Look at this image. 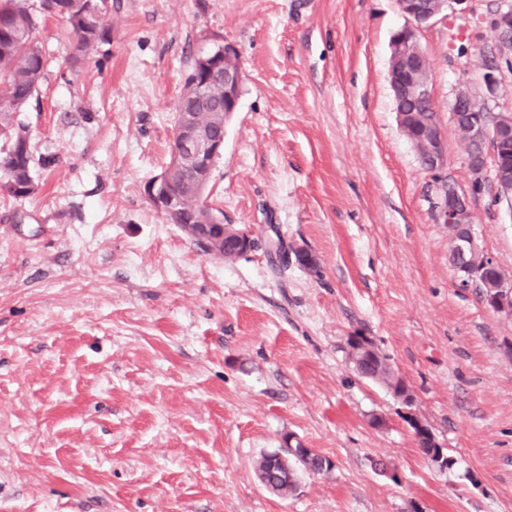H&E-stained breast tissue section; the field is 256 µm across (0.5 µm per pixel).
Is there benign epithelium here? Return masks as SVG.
Listing matches in <instances>:
<instances>
[{
  "instance_id": "7a95c632",
  "label": "benign epithelium",
  "mask_w": 512,
  "mask_h": 512,
  "mask_svg": "<svg viewBox=\"0 0 512 512\" xmlns=\"http://www.w3.org/2000/svg\"><path fill=\"white\" fill-rule=\"evenodd\" d=\"M465 0H430L422 7L420 0H396L404 24L389 43L391 57L400 66H389V85L402 84L414 101L432 103V92L427 78L428 59L423 50L409 51L406 43L419 40L422 29L445 15L453 4ZM495 28L499 33L500 47L512 49V6L497 14ZM242 84L241 69L224 71V111L232 116L237 111ZM403 132L418 153L422 167L438 175L448 167L439 116L426 121L418 135L406 127L413 113L403 109L397 112ZM450 116L455 125H464L468 142L465 165L469 187L459 190L448 183L444 185L443 202L438 219L448 225L450 251L454 270L466 282H474L483 290L486 306L493 312L512 318V277L506 275L492 256L478 244L473 228L472 199L481 194L487 182H492L493 202L505 204L512 214V159L501 150L512 143V113H493L485 100H478L465 84H460L450 105ZM224 152V140L211 137L200 126L193 112L178 113L174 149L170 162L155 176L147 187L152 205L168 221L179 214V200L174 192L175 183L186 169L209 170ZM237 244L236 256L241 257L255 248V239L249 231L225 226Z\"/></svg>"
}]
</instances>
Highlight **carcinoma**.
<instances>
[{
    "instance_id": "cac0c4a2",
    "label": "carcinoma",
    "mask_w": 512,
    "mask_h": 512,
    "mask_svg": "<svg viewBox=\"0 0 512 512\" xmlns=\"http://www.w3.org/2000/svg\"><path fill=\"white\" fill-rule=\"evenodd\" d=\"M107 8L106 0H0V134L8 139V149L0 157V191L14 198H26L38 191L32 170L34 155L26 131L15 125L14 113L29 105L42 82L49 57L35 38L39 26L50 17H61L73 37L71 61L78 65L109 42L110 29L101 26L99 13ZM224 62L220 51L205 59H197L185 79L178 111L198 112L201 122L216 138L224 136L221 112ZM208 89L213 107L200 111L199 91ZM186 209L196 218L222 220L224 212L211 206L208 197L198 194L194 174L187 173L178 186ZM357 373L368 380L387 386L393 395L408 405L412 402L404 381L392 371L378 351L371 352L369 362L355 366ZM291 463L307 471L320 470L322 459L303 448H296Z\"/></svg>"
}]
</instances>
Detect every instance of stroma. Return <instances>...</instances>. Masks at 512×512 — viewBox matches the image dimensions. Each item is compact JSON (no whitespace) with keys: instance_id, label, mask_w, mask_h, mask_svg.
I'll use <instances>...</instances> for the list:
<instances>
[{"instance_id":"obj_1","label":"stroma","mask_w":512,"mask_h":512,"mask_svg":"<svg viewBox=\"0 0 512 512\" xmlns=\"http://www.w3.org/2000/svg\"><path fill=\"white\" fill-rule=\"evenodd\" d=\"M465 0L420 44L448 166L425 171L386 80L395 0H112L110 43L45 80L16 119L38 194H0V512H512V319L449 264L442 184L467 187L449 107L460 82L512 111L496 13ZM235 50L237 111L210 185L256 248L204 253L147 186L169 160L194 60ZM512 275V214L472 205ZM282 240L315 269L272 259ZM372 341L413 395L357 374ZM413 412L448 459L419 449ZM299 439L333 462L278 495L255 472Z\"/></svg>"}]
</instances>
